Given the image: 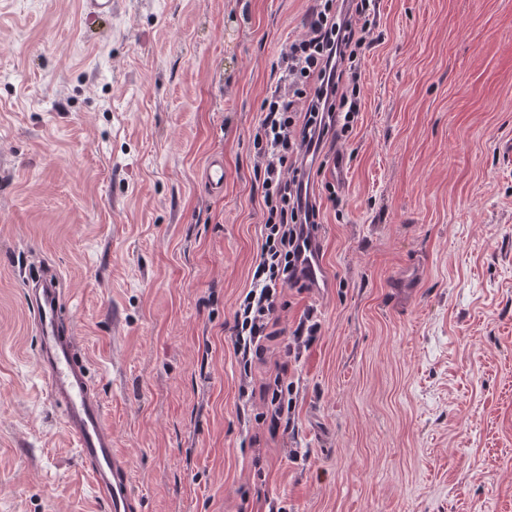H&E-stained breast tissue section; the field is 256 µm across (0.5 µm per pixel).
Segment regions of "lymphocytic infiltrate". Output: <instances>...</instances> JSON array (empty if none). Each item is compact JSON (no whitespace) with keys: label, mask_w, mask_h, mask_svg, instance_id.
<instances>
[{"label":"lymphocytic infiltrate","mask_w":512,"mask_h":512,"mask_svg":"<svg viewBox=\"0 0 512 512\" xmlns=\"http://www.w3.org/2000/svg\"><path fill=\"white\" fill-rule=\"evenodd\" d=\"M376 24V0H316L305 32L281 44L253 132L256 190L264 212L261 243L250 282L225 327L244 375L265 360L272 346H284L286 361L273 379L255 391L240 389L245 400L260 399L258 418L273 434L296 431L297 390L282 373L287 360H300L321 332L310 308L290 333H283L280 299L285 289H309L301 250L322 226L311 179L315 168L335 162L337 142L358 120L360 61L375 44Z\"/></svg>","instance_id":"1"}]
</instances>
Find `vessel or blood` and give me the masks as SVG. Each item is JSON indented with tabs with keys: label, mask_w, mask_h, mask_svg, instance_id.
Returning <instances> with one entry per match:
<instances>
[{
	"label": "vessel or blood",
	"mask_w": 512,
	"mask_h": 512,
	"mask_svg": "<svg viewBox=\"0 0 512 512\" xmlns=\"http://www.w3.org/2000/svg\"><path fill=\"white\" fill-rule=\"evenodd\" d=\"M204 183L210 191H223L222 157L210 158ZM303 258L310 287H330L332 275L319 238L311 239ZM26 302L38 338L37 366L46 380L51 401L62 411L64 430L85 462L106 512H137L128 463L112 440L102 399L91 381L78 339L69 328L59 278L41 279L27 289Z\"/></svg>",
	"instance_id": "1"
}]
</instances>
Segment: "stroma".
<instances>
[{"instance_id": "35a3bbf8", "label": "stroma", "mask_w": 512, "mask_h": 512, "mask_svg": "<svg viewBox=\"0 0 512 512\" xmlns=\"http://www.w3.org/2000/svg\"><path fill=\"white\" fill-rule=\"evenodd\" d=\"M312 5L114 0L90 24L82 0H0V512H105L36 365L46 268L141 512H512V0H378L322 210L333 285L279 312L322 323L287 373L296 437L240 397L250 134ZM205 186L212 192L224 190V159L219 156L210 158L204 170Z\"/></svg>"}]
</instances>
